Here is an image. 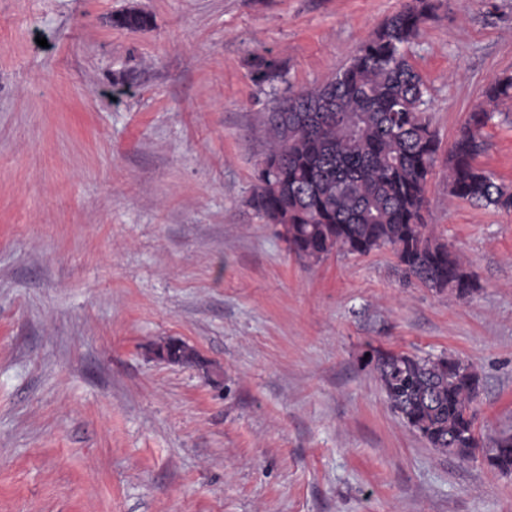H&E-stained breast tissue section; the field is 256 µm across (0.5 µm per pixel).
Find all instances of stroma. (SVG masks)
Segmentation results:
<instances>
[{
    "mask_svg": "<svg viewBox=\"0 0 512 512\" xmlns=\"http://www.w3.org/2000/svg\"><path fill=\"white\" fill-rule=\"evenodd\" d=\"M402 3L0 0V512H512V474L438 454L374 372L380 349L462 359L481 446L512 434V213L450 195L446 163L512 73V0H441L410 47L440 139L425 220L471 298L388 248L301 260L247 204L253 54L323 83ZM493 112L479 162L510 185ZM486 100L490 103L512 100V74L504 73L496 76L484 91Z\"/></svg>",
    "mask_w": 512,
    "mask_h": 512,
    "instance_id": "stroma-1",
    "label": "stroma"
}]
</instances>
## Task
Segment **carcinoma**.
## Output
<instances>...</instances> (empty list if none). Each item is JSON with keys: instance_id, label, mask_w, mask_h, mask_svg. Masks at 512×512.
Returning <instances> with one entry per match:
<instances>
[{"instance_id": "obj_1", "label": "carcinoma", "mask_w": 512, "mask_h": 512, "mask_svg": "<svg viewBox=\"0 0 512 512\" xmlns=\"http://www.w3.org/2000/svg\"><path fill=\"white\" fill-rule=\"evenodd\" d=\"M437 0H407L325 83L288 89L277 61L261 54L252 80L273 96L270 144L248 205L279 234L289 251L319 262L335 251L360 256L392 249L402 277L459 299L477 290L475 275L427 231L423 212L439 141L425 116L428 87L411 61L410 44ZM116 25L137 30L148 16L130 11ZM490 103L512 100V74L484 91ZM492 113L477 106L448 147V186L460 199L512 210V188L477 164L486 152ZM375 372L391 408L429 447L461 458L479 448L473 403L480 377L452 357L379 351ZM488 466L512 473V436L493 440Z\"/></svg>"}]
</instances>
